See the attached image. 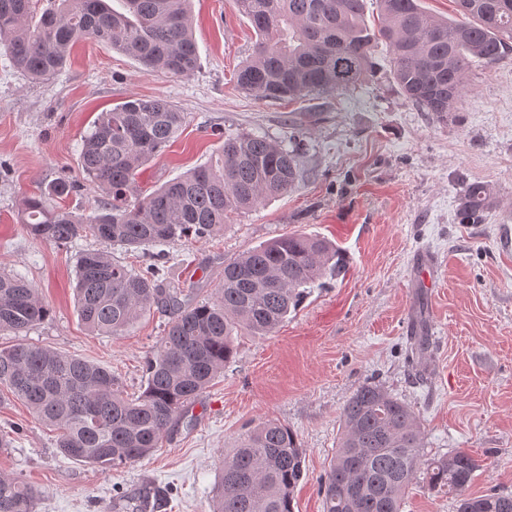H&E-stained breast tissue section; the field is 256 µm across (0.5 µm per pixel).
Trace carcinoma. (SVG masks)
<instances>
[{"label":"carcinoma","instance_id":"cac0c4a2","mask_svg":"<svg viewBox=\"0 0 512 512\" xmlns=\"http://www.w3.org/2000/svg\"><path fill=\"white\" fill-rule=\"evenodd\" d=\"M190 0H0V44L13 66L49 80L85 40L136 60L146 73L187 77L198 67ZM259 40L235 73L236 86L262 101L341 95L361 87L385 43L399 92L441 119L456 110L473 64L493 66L512 54V0H455L458 17L439 18L418 0H376L377 22L365 18V0H235ZM185 114L164 98L129 97L103 112L84 134L82 171L100 192L90 215L55 205L74 185L64 179L24 197L20 223L35 240L59 244L91 235L109 245H164L205 240L233 215L288 194L306 158L295 131L288 141L260 133L224 136L205 164L146 194L140 170L173 143ZM488 191L463 189L461 220L481 224ZM347 271L342 249L317 236L286 234L224 264L212 302H198L150 267L135 272L105 250H85L76 264V307L92 332L114 336L157 308L167 329L145 370L135 399L112 372L53 348H0V386L25 401L34 417L56 432L69 459L99 466L148 456L171 427L224 370L235 333L275 332L289 313L323 284ZM49 316L27 279L0 272V332L29 331ZM343 432L323 489V512H400L406 490L422 481L458 502V512H512V495L470 497L478 468L464 450L424 457V433L411 406L381 384L367 382L342 412ZM304 449L276 422L247 428L224 450L213 512H294L304 474ZM39 491L0 475V512H35Z\"/></svg>","mask_w":512,"mask_h":512}]
</instances>
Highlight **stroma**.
Segmentation results:
<instances>
[{"instance_id": "1", "label": "stroma", "mask_w": 512, "mask_h": 512, "mask_svg": "<svg viewBox=\"0 0 512 512\" xmlns=\"http://www.w3.org/2000/svg\"><path fill=\"white\" fill-rule=\"evenodd\" d=\"M192 14L199 66L184 78L143 73L134 59L84 41L58 76L36 81L0 47V269L25 276L50 309L27 334H0V347L34 344L84 358L111 371L126 394H141L167 315L145 314L118 336L88 332L76 312L75 265L100 241H39L17 221L22 198L58 178L79 185L65 207L92 212L99 194L79 165L82 137L100 112L129 97H162L186 115L178 139L139 175L146 192L205 164L228 133L280 140L296 126L309 151L290 193L216 236L113 245L115 261L135 271L162 266L200 302L215 299L225 260L289 233L336 242L348 271L314 289L273 335L238 336L223 373L139 462L103 468L64 458L53 433L0 388V434L13 437L0 450V474L41 490L36 512H109L118 495L134 498L146 484L161 493L158 512H212L225 449L245 428L275 420L305 450L295 512H323L320 484L342 409L375 381L414 409L426 455L461 449L477 460L468 495L512 494V56L472 67L445 120L404 99L383 46L353 94L268 102L233 80L257 40L233 0H192ZM472 182L493 200L482 224L459 219ZM422 249L440 263L432 288L413 282ZM420 320L428 344L415 353Z\"/></svg>"}]
</instances>
